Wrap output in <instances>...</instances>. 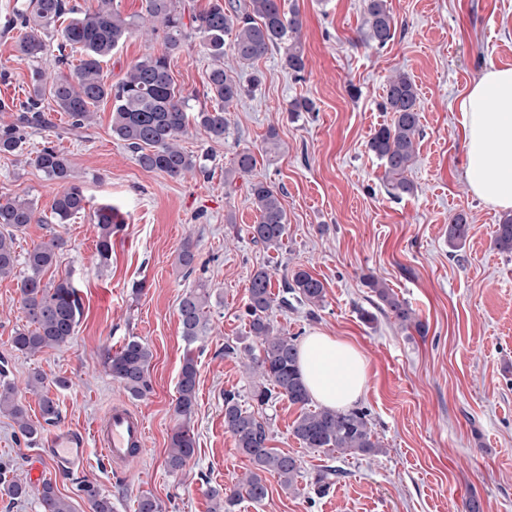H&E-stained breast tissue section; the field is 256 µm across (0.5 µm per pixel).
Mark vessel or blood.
<instances>
[{"label":"vessel or blood","mask_w":512,"mask_h":512,"mask_svg":"<svg viewBox=\"0 0 512 512\" xmlns=\"http://www.w3.org/2000/svg\"><path fill=\"white\" fill-rule=\"evenodd\" d=\"M145 434L146 426L140 414L126 404H114L106 419L96 425L92 438L68 429L53 433L47 456L56 466L72 467L82 464L89 446L94 445L107 460L123 461L129 459L131 449L143 447Z\"/></svg>","instance_id":"vessel-or-blood-1"}]
</instances>
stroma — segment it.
<instances>
[{
    "label": "stroma",
    "instance_id": "35a3bbf8",
    "mask_svg": "<svg viewBox=\"0 0 512 512\" xmlns=\"http://www.w3.org/2000/svg\"><path fill=\"white\" fill-rule=\"evenodd\" d=\"M365 0H286L303 20L306 68L302 79L285 69L279 53L256 62L261 84L233 112L223 140L190 127L181 144L205 156L206 173L172 178L140 168L112 133V102L95 108L91 126L69 132L66 113L52 111V125L35 131L22 157L0 156V199L16 195L49 212L60 187L33 160L53 141L78 175L87 205L65 224H31L16 238L18 253L63 238L65 247L47 279L71 277L82 313L72 340L28 356L15 352L13 336L24 323L19 281L0 280V362L32 421L38 399L27 381L42 371L45 389L60 410L59 427L90 435L113 402L126 399L104 367L106 352L128 337L146 342L153 358L152 391L131 406L147 424L145 445L124 470L98 450L85 464L58 469L44 461V443L28 444L0 414V472L39 487L56 483L75 512H91L83 484L110 498L113 512H135L140 497L162 512H211L210 490L235 487L251 463L224 425V393L250 405L254 379L227 345L248 344L244 306L253 272L271 275L274 296L294 268L325 286V304H293L274 311L275 325L291 335L322 331L354 345L367 362V390L359 400L383 451L338 457L312 452L292 436L299 410L274 400L263 411L270 447L298 457L304 476L296 491L267 475V497L242 499L235 512H461L477 499L481 512H512V253L493 244L501 215L475 197L463 177L464 142L458 98L485 69L512 67V0H387L396 35L377 49L362 41ZM16 0H0V124L12 122L25 100L31 72L55 68L52 57L18 60L10 25ZM166 50L162 37L136 33L103 64L110 82L121 81L143 55ZM211 62L197 40L184 41L171 68L192 109L206 103ZM407 73L420 91L421 137L408 173L415 190L387 192L384 166L367 142L392 115L381 108L387 78ZM312 112H288L297 98ZM277 147L266 144L269 128ZM251 150V175L225 185L236 154ZM275 187L287 213L280 248L252 243L256 221L249 184ZM117 207L125 224L112 238L107 266L96 260L93 211ZM466 213L469 236L459 251L448 246V225ZM198 254L194 270L179 266L184 244ZM385 282L408 301L426 334L379 312L368 278ZM147 288L133 298V282ZM211 290L209 329L187 341L179 322L181 299L198 283ZM373 313L365 321L364 313ZM198 368L191 419L195 453L178 473L166 466L185 356ZM326 465L342 469L329 493L317 496L310 478Z\"/></svg>",
    "mask_w": 512,
    "mask_h": 512
}]
</instances>
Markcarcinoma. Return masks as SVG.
Here are the masks:
<instances>
[{
	"label": "carcinoma",
	"instance_id": "cac0c4a2",
	"mask_svg": "<svg viewBox=\"0 0 512 512\" xmlns=\"http://www.w3.org/2000/svg\"><path fill=\"white\" fill-rule=\"evenodd\" d=\"M97 8L79 13L69 0H28L15 15V27L20 34L15 51L21 61L36 62L47 54L55 43L58 55L55 63L68 61L66 51L80 52L79 63L67 74L48 82L41 69L31 74V88L25 101L19 104L15 122L0 125V154L20 156L28 136L50 125L44 110L45 97L70 118L73 128H85L93 122L91 107L104 99H112V133L133 153L137 164L148 171H159L170 177L188 172H203L200 157L180 146L181 137L188 132L189 121L204 128L214 140L224 139L228 112L241 98L260 82L252 73L244 83L233 70L224 67L226 51H231L236 63L251 68L255 62L273 51L283 53L285 66L295 76L305 70L300 34L303 26L300 13L285 10L283 0H244V3H224L212 0L210 6L191 16L190 24L183 22L176 0H145V11L156 23L152 32L163 33L166 54H146L117 84L110 83L103 73L102 63L112 51L124 43L136 30L135 21L114 7L115 0H96ZM368 44L384 47L396 33L394 18L386 0H365ZM197 36L211 58L212 65L203 92L214 102L211 108H201L188 116V99L177 87L171 70L172 55L181 43ZM418 93L414 81L404 72H396L386 82L382 108L392 113L391 123L379 128L369 139L368 149L384 165L388 192L395 198L414 192V185L404 173L416 152L421 134L417 109ZM35 163L47 179L60 185L50 215L37 211L34 203L24 197L0 202V279L20 277V304L25 325L15 331L16 351L34 356L46 348L66 345L75 333L81 315L78 290L69 278L46 283L43 276L57 264L61 238L33 247L24 256L15 249L16 233L30 224H66L87 205L82 184L76 180L70 161L45 141L37 152ZM256 165L249 151L237 154L233 167L224 171V180L252 172ZM250 196L258 212L257 223L250 226L251 239L266 248L278 247L287 232L288 218L277 190L258 180L251 183ZM99 229L96 253L99 264L106 265L112 257V236L122 229L120 212L102 205L93 212ZM464 213L456 215L448 225V246H463L468 234ZM495 247L512 253V213L502 215L494 236ZM369 288L381 303V310L402 326H413L425 334V326L416 311L400 299L384 282L374 278ZM311 306L323 305L326 292L322 281L306 270L293 272L284 282V296L277 300L271 293V277L264 268L251 276L245 305L249 336L256 346L244 347L247 368L257 378L252 398L263 406L283 398L300 409L291 433L302 447L314 452H336L342 456L376 455L383 452L376 439L367 411L328 407L311 408L312 398L302 380L297 365L298 337L276 328L272 318L274 307L286 309L289 298ZM211 289L204 283L187 293L179 304V318L184 337L195 341L206 333L207 309ZM152 352L140 338L132 336L115 353H107L105 367L123 387L128 397L144 400L151 393L149 366ZM198 369L195 359H184L178 381L175 413L180 423L170 437L167 468L182 470L193 457L195 438L190 427L196 405ZM45 376L40 371L29 377V389L38 397L42 417L33 423L25 406L18 401L13 386L0 380V414L9 415L21 435L30 443L37 442L45 426L60 418L56 401L43 392ZM224 424L233 434L237 448L252 464V469L237 487L224 494L212 491L213 512H232L241 496L260 502L268 490L264 475H277L286 490H296L303 477L299 460L269 446V428L255 412L244 407L238 394L224 393ZM342 470L326 466L312 482L314 493L324 495L336 484ZM91 512H112V502L101 496L92 485L84 486ZM0 494L22 499L30 494L29 486L17 479L0 477ZM35 496L39 512H73L51 481L42 482Z\"/></svg>",
	"mask_w": 512,
	"mask_h": 512
}]
</instances>
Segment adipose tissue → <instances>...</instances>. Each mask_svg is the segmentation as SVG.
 Segmentation results:
<instances>
[{"label":"adipose tissue","mask_w":512,"mask_h":512,"mask_svg":"<svg viewBox=\"0 0 512 512\" xmlns=\"http://www.w3.org/2000/svg\"><path fill=\"white\" fill-rule=\"evenodd\" d=\"M467 148L463 176L473 195L512 210V67L491 68L461 96ZM298 366L314 400L346 408L367 389L366 361L352 344L315 332L298 347Z\"/></svg>","instance_id":"1"}]
</instances>
